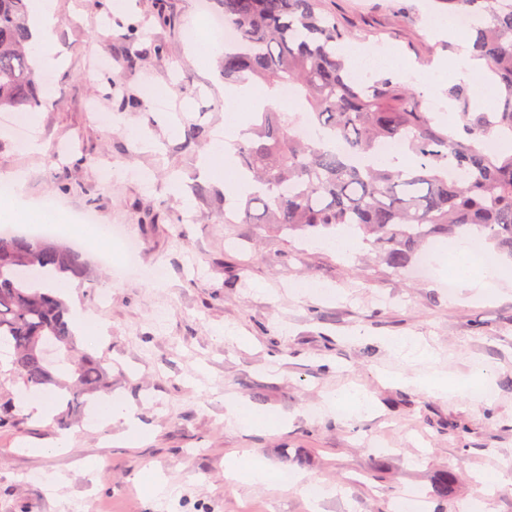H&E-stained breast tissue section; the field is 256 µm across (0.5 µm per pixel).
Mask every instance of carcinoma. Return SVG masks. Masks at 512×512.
Here are the masks:
<instances>
[{
  "label": "carcinoma",
  "mask_w": 512,
  "mask_h": 512,
  "mask_svg": "<svg viewBox=\"0 0 512 512\" xmlns=\"http://www.w3.org/2000/svg\"><path fill=\"white\" fill-rule=\"evenodd\" d=\"M28 0H0V111L42 105L29 52ZM236 33L224 43V79L257 83L272 99L285 88L311 112V136L296 133L290 112L268 105L249 132L231 142L236 167L261 190L240 205L243 224L290 234L348 224L374 237L382 261L404 267L430 237L472 228L512 254V0H434L450 15L472 18L459 33L486 61L496 89L488 111L473 107L474 85L450 83L456 112L439 122L414 85L379 72L360 82L341 53L350 33L322 0H212ZM511 142L490 152L484 140ZM387 141L408 147L405 168L371 163ZM90 280L82 254L47 237L0 231V347L27 388L68 394L60 428L106 391L108 368L80 348L66 301L42 280ZM23 425L11 398L0 397V428ZM450 472L431 496L446 501Z\"/></svg>",
  "instance_id": "obj_1"
}]
</instances>
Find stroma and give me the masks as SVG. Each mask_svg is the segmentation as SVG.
Wrapping results in <instances>:
<instances>
[{
	"label": "stroma",
	"instance_id": "obj_1",
	"mask_svg": "<svg viewBox=\"0 0 512 512\" xmlns=\"http://www.w3.org/2000/svg\"><path fill=\"white\" fill-rule=\"evenodd\" d=\"M100 2L55 0L61 64L37 72L46 103L31 133L69 152L48 172L0 112V173L26 172L28 199L62 223L90 212L140 241L134 273L86 250L94 279L67 302L95 314L103 335L83 345L111 368V397L128 405L142 439L124 444L121 423L85 413L64 430L35 416L0 429V512H389L402 487L430 491L449 470L457 481L448 512L485 485L484 512H512V281L452 298L447 275L389 268L364 236L342 255L310 233L235 223L223 181L202 177V151L184 145L188 125L212 135L225 120L221 62L197 53L208 27L199 0H126L120 13ZM322 6L351 30L352 45L396 57L426 105L449 111L455 55L430 24V0ZM402 6L411 20L397 19ZM160 11L171 25L157 21ZM131 21L144 56L128 70ZM93 107L114 124L96 123ZM159 266L163 288L148 277ZM388 336L423 337L456 381L452 396L382 383L384 371L425 370L390 350ZM482 366L495 374L494 395L478 404L466 385ZM349 387L375 399L373 414L322 411L326 395ZM229 398L282 428L231 424ZM64 434L69 445L56 447ZM231 456L261 457L336 493L314 504L274 485L230 483ZM148 472L166 497L147 496Z\"/></svg>",
	"mask_w": 512,
	"mask_h": 512
}]
</instances>
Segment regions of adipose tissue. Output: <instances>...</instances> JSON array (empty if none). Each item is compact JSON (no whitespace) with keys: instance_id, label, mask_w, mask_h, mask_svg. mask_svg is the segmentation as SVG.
Returning <instances> with one entry per match:
<instances>
[{"instance_id":"1","label":"adipose tissue","mask_w":512,"mask_h":512,"mask_svg":"<svg viewBox=\"0 0 512 512\" xmlns=\"http://www.w3.org/2000/svg\"><path fill=\"white\" fill-rule=\"evenodd\" d=\"M33 41L39 49L40 58L49 66H56L54 57V43L58 19L55 15L54 0H35L34 9L30 19ZM254 95L245 87L230 86L224 90V102L231 118L225 124L223 130L217 131L202 161L204 171L217 180L227 179V193L236 198L254 190L253 182L239 177L233 163L231 152V140L239 130L240 111L253 107ZM6 181L14 187V194L7 198V207L0 211V219L17 224H29L34 219H41L46 223L55 222L56 216L52 213L34 215L26 200L27 179L23 172L15 171L6 174ZM477 257L472 243L460 244L454 249V259L451 263V271L459 282L468 288L485 287L487 281L500 279L504 271L497 264L486 266L483 277H474ZM387 345L396 353L412 361L429 365V372L417 375H387L388 384L396 387L414 388L430 394L442 395L448 391V377L446 373L433 369L435 360L433 350L427 344L414 336H392L387 338ZM227 476L230 480L242 484H268L275 483L283 491H294L304 494L313 501H321L335 495V487L321 482L305 480L303 475L274 471L258 461L245 459H232L226 464Z\"/></svg>"}]
</instances>
